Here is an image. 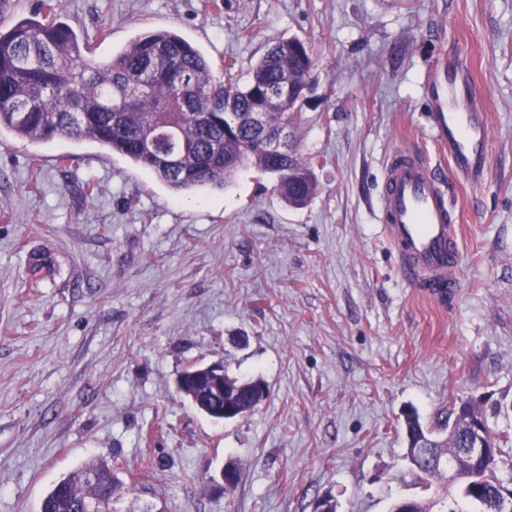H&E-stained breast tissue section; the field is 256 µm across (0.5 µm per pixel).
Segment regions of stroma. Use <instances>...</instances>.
Instances as JSON below:
<instances>
[{"label": "stroma", "instance_id": "35a3bbf8", "mask_svg": "<svg viewBox=\"0 0 512 512\" xmlns=\"http://www.w3.org/2000/svg\"><path fill=\"white\" fill-rule=\"evenodd\" d=\"M97 56L177 31L216 74L245 76L275 42L316 60L290 145L315 158L301 208L246 166L174 194L98 144L0 134V512H37L60 477L108 461L119 512H390L424 498L404 414L472 402L512 473V0H55ZM462 55L492 154L453 182L464 263L440 306L400 276L379 222L401 146L447 165L423 81ZM219 362L268 394L222 424L179 391ZM240 475L225 490L220 473Z\"/></svg>", "mask_w": 512, "mask_h": 512}]
</instances>
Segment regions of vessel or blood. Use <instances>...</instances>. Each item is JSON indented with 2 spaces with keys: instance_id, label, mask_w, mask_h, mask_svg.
<instances>
[{
  "instance_id": "obj_1",
  "label": "vessel or blood",
  "mask_w": 512,
  "mask_h": 512,
  "mask_svg": "<svg viewBox=\"0 0 512 512\" xmlns=\"http://www.w3.org/2000/svg\"><path fill=\"white\" fill-rule=\"evenodd\" d=\"M431 89L430 132L447 151L457 173L486 168L491 146L489 116L464 60L436 65ZM446 183L435 167L407 148L385 165L381 219L397 255L398 270L412 287L437 299L455 298L461 264L458 216L446 198Z\"/></svg>"
}]
</instances>
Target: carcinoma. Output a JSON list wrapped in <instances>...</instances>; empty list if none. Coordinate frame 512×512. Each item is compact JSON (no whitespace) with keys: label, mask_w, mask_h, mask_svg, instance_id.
<instances>
[{"label":"carcinoma","mask_w":512,"mask_h":512,"mask_svg":"<svg viewBox=\"0 0 512 512\" xmlns=\"http://www.w3.org/2000/svg\"><path fill=\"white\" fill-rule=\"evenodd\" d=\"M42 19L24 18L8 29L0 26V131L34 143L56 139L91 141L130 159L154 174L173 192L222 189L250 162L276 179L275 189L295 207L306 206L316 184L311 161L297 154L282 158L262 147L245 113H267L272 129L288 125L303 108L283 95L286 82L298 85L314 60L298 38L278 41L248 70L242 82L213 75L212 63L173 31L150 29L123 48L98 58L88 42L56 19L51 0H41ZM215 370L194 365L181 375V388L216 419L213 394L204 391ZM228 398L247 414L263 399L249 381L224 376ZM474 405L451 410L454 421L424 425L414 412L404 415L413 441L427 443L426 453L407 454L413 473L429 500L416 499L412 512H464L448 506L454 485L478 512H504L512 504V478L506 480L499 458L477 462L461 456ZM448 458L458 478L433 460ZM123 487L104 461H92L55 482L38 512H85L87 505L110 510Z\"/></svg>","instance_id":"cac0c4a2"}]
</instances>
